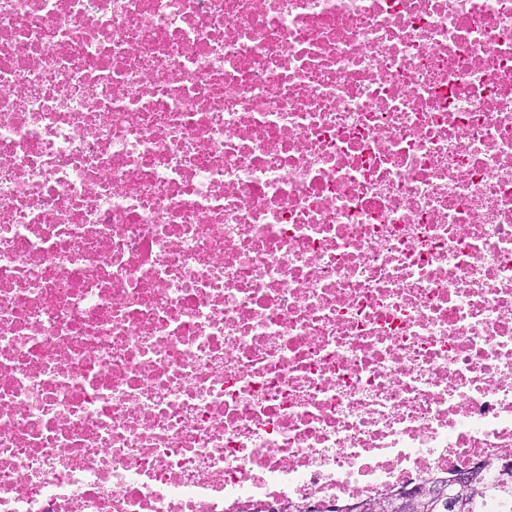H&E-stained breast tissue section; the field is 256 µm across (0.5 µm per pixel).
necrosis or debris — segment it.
<instances>
[{
    "mask_svg": "<svg viewBox=\"0 0 512 512\" xmlns=\"http://www.w3.org/2000/svg\"><path fill=\"white\" fill-rule=\"evenodd\" d=\"M508 452L512 0H0V512Z\"/></svg>",
    "mask_w": 512,
    "mask_h": 512,
    "instance_id": "1",
    "label": "necrosis or debris"
}]
</instances>
